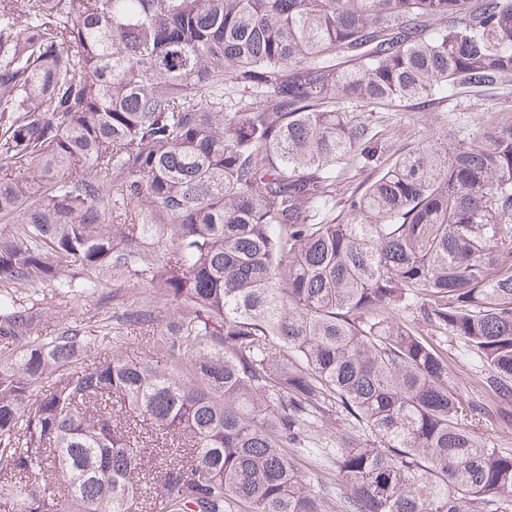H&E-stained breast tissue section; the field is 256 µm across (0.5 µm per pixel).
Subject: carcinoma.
Masks as SVG:
<instances>
[{"label": "carcinoma", "instance_id": "cac0c4a2", "mask_svg": "<svg viewBox=\"0 0 512 512\" xmlns=\"http://www.w3.org/2000/svg\"><path fill=\"white\" fill-rule=\"evenodd\" d=\"M509 78L512 0H0V507L512 512L478 432L512 406V118L397 149L350 116ZM89 269L188 309L103 325L162 327L165 368L84 367L16 295ZM334 410L335 499L297 466ZM444 343L448 348L449 365L461 391L468 397H477L480 395V387L477 383L479 364L474 360L473 355L463 350L461 340L448 337V342Z\"/></svg>", "mask_w": 512, "mask_h": 512}]
</instances>
